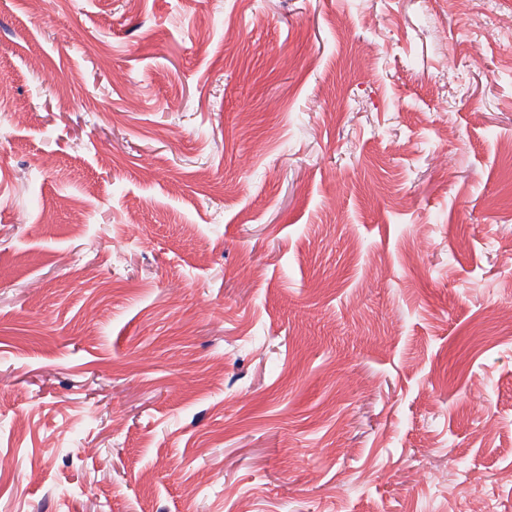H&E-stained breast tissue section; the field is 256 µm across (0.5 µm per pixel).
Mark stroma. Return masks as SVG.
<instances>
[{
    "label": "stroma",
    "mask_w": 512,
    "mask_h": 512,
    "mask_svg": "<svg viewBox=\"0 0 512 512\" xmlns=\"http://www.w3.org/2000/svg\"><path fill=\"white\" fill-rule=\"evenodd\" d=\"M0 512H512V0H0Z\"/></svg>",
    "instance_id": "35a3bbf8"
}]
</instances>
